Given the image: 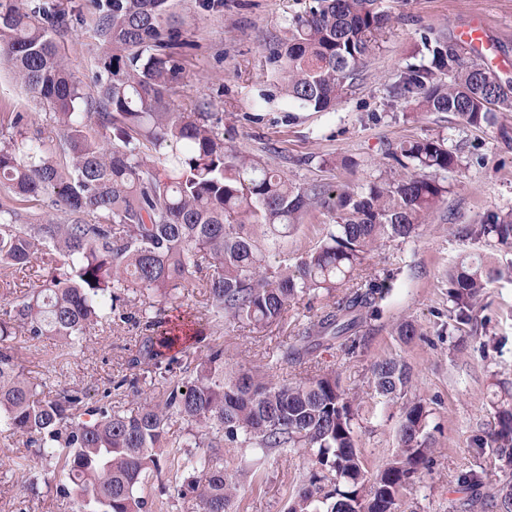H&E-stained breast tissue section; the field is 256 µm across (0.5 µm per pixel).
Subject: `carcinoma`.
<instances>
[{
    "mask_svg": "<svg viewBox=\"0 0 512 512\" xmlns=\"http://www.w3.org/2000/svg\"><path fill=\"white\" fill-rule=\"evenodd\" d=\"M94 33L106 47L94 92L71 71L55 34L74 25L81 6L56 0H0V64L53 109L56 138L44 136L31 114L0 122V288L38 260L47 275L14 296L0 314V422L26 438L13 470L33 498L42 475L29 453L64 478L61 492L76 512H155L139 494L168 469L169 500L196 501L199 512H229L237 491L224 472V442L263 453L311 448L318 468L288 512H396L400 490L429 462L422 440L427 411L405 406L400 452L370 487L356 446L354 398L336 376L319 372L299 383L273 384L258 371L226 372L224 347L184 364L176 347L188 334L176 325L142 336L131 368L170 379L165 398L129 411L89 404L65 388L45 392L27 380L16 330L33 340L51 336L76 353L103 320L130 299L167 295L187 285L205 289L214 321H280L293 300L331 293L354 279L381 238H407L448 193L445 174L459 157L445 139L421 137L389 150L415 172L357 189L313 182L294 186L279 171L238 155L224 143L211 112H179L169 92L184 83L179 48H188L173 0H86ZM388 14L382 0H305L274 42L289 105L330 112L360 79L367 59L385 43ZM423 62L407 64L388 97L416 112H448L475 129L494 128L505 144L512 128L497 113L512 112V81L478 61L480 53L443 31L420 34ZM319 209L336 229L294 267L265 264L301 219ZM455 233L473 244L512 246V210L492 211ZM512 278V264L475 253L448 274V318L453 329L478 332L476 305L488 285ZM386 288L370 283L345 293L311 320L284 357L304 366L322 347L356 343ZM405 365L385 360L373 371L375 391L401 393ZM177 415L190 424L188 441L169 435ZM491 448L500 470L512 474V405L477 438ZM463 512H512V483L481 491L482 476L461 479Z\"/></svg>",
    "mask_w": 512,
    "mask_h": 512,
    "instance_id": "cac0c4a2",
    "label": "carcinoma"
}]
</instances>
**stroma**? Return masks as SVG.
<instances>
[{
  "instance_id": "obj_1",
  "label": "stroma",
  "mask_w": 512,
  "mask_h": 512,
  "mask_svg": "<svg viewBox=\"0 0 512 512\" xmlns=\"http://www.w3.org/2000/svg\"><path fill=\"white\" fill-rule=\"evenodd\" d=\"M389 16L387 39L368 59L355 89L332 112H300L288 107L280 75L268 58L269 40L282 34L303 0H227L223 11L201 10L196 0H182L186 81L171 96L184 112H216L225 142L242 156L256 158L296 184L321 181L359 188L371 182L402 178L392 169L388 146L417 137L443 136L457 149L460 164L449 171L450 188L439 208L426 217L408 239L386 238L368 253L358 283L373 280L389 287L371 332L355 353L322 349L318 370L336 375L358 404L354 420L357 448L366 479H373L398 452L399 425L407 403L421 401L427 411L423 435L431 462L420 469L398 496L397 512H455L460 499L459 478L469 470L484 476V491L503 480L491 448L472 445L495 422L501 400L512 401V282L492 283L480 299L477 316L484 332L471 335L448 328V272L461 255L473 252L459 238L457 225L468 224L491 211L512 210V145L495 129H474L451 113L389 110L388 87L406 64L419 62L421 31L447 29L460 36L474 21H484V62L497 68L512 60V0H383ZM70 67L85 88H92L101 48L91 13L59 36ZM28 112L46 122V105L31 97L13 73L0 67V114ZM336 294L319 293L291 302L283 319L259 327L246 321L215 327L203 289L187 287L158 301L166 318L185 319L201 338L184 347L185 362L203 357L208 341L222 339L227 369L253 368L268 381L295 382L304 368L283 360L281 345L310 317L329 308ZM124 319L88 336L81 352L58 364L51 389L77 387L100 399L111 378L127 373L135 340L151 328L134 323L136 306L126 307ZM413 323L416 336H399L398 328ZM494 344H486V337ZM18 350L31 381L46 376V362L56 343L52 338L16 336ZM394 359L407 366L410 382L404 393L383 397L372 387L377 363ZM23 447L21 436L0 428V512H72L59 492V479L46 474L39 499L29 500L8 470ZM224 470L235 475L238 491L232 512H287L290 500L307 484L314 467L309 451L292 448L260 457L257 449L225 445Z\"/></svg>"
}]
</instances>
